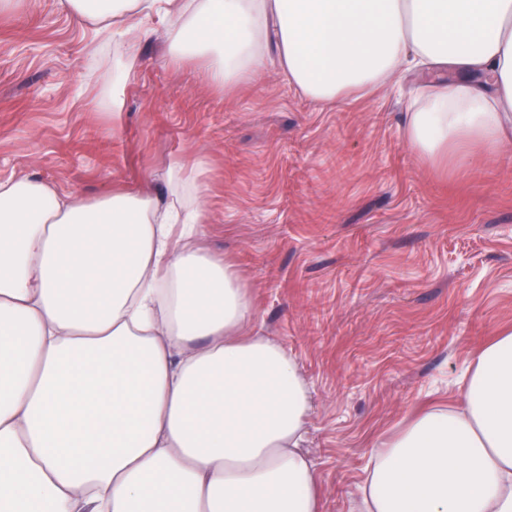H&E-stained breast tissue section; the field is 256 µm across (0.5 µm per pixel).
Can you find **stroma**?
I'll use <instances>...</instances> for the list:
<instances>
[{
    "instance_id": "1",
    "label": "stroma",
    "mask_w": 512,
    "mask_h": 512,
    "mask_svg": "<svg viewBox=\"0 0 512 512\" xmlns=\"http://www.w3.org/2000/svg\"><path fill=\"white\" fill-rule=\"evenodd\" d=\"M143 41L112 119L102 24L60 0L0 12V181L93 199L204 161L200 234L249 285L313 402L304 449L324 512H357L371 439L448 402L493 328L512 327V142L440 176L403 138L407 94L325 106L280 68L230 89Z\"/></svg>"
}]
</instances>
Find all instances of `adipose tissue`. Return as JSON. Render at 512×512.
Instances as JSON below:
<instances>
[{
  "label": "adipose tissue",
  "mask_w": 512,
  "mask_h": 512,
  "mask_svg": "<svg viewBox=\"0 0 512 512\" xmlns=\"http://www.w3.org/2000/svg\"><path fill=\"white\" fill-rule=\"evenodd\" d=\"M121 58L168 21L166 52L208 80L277 62L335 105L424 75L403 137L447 175L512 141V0H66ZM204 162L166 195L93 199L0 182V512H322L302 452L311 391L255 336L249 286L197 243ZM360 512H512V329L475 355L459 400L407 413L372 451Z\"/></svg>",
  "instance_id": "ef3b65f1"
}]
</instances>
